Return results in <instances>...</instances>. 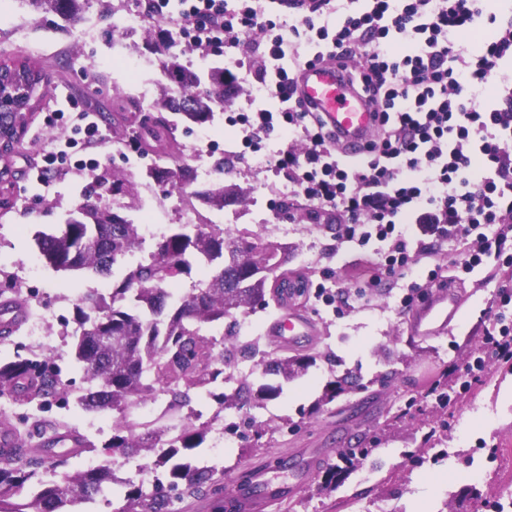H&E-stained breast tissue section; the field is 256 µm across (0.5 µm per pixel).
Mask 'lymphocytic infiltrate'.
Instances as JSON below:
<instances>
[{
	"mask_svg": "<svg viewBox=\"0 0 512 512\" xmlns=\"http://www.w3.org/2000/svg\"><path fill=\"white\" fill-rule=\"evenodd\" d=\"M147 11L175 19L183 37L209 47L238 49L264 35L255 75L272 105L225 121L242 126L246 150L277 129L305 142L299 153L280 149L271 167L287 173L293 194L345 215V242L380 243L385 260L375 263L369 286L405 278L419 264L427 248L414 243L413 224L459 243L465 273L512 249V83L495 79L512 61V19L485 16L484 0H364L359 9L310 0L288 24L254 0L232 10L226 0H149ZM484 19L495 24L493 35L477 53L460 50L454 33ZM357 55L364 64L347 71V81L376 107L378 124L353 157L335 145L321 113L301 102L295 73L327 56ZM44 122L71 133L44 151L31 181L47 185L54 167L100 166L94 113L69 97Z\"/></svg>",
	"mask_w": 512,
	"mask_h": 512,
	"instance_id": "lymphocytic-infiltrate-1",
	"label": "lymphocytic infiltrate"
}]
</instances>
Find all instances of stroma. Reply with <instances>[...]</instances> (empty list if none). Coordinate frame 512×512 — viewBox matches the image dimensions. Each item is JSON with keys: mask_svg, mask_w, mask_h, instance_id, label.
<instances>
[{"mask_svg": "<svg viewBox=\"0 0 512 512\" xmlns=\"http://www.w3.org/2000/svg\"><path fill=\"white\" fill-rule=\"evenodd\" d=\"M112 3L91 0L77 21L64 24L57 18L35 20L24 0H0V59L35 61L52 90L31 120L38 138H24L7 160L14 205L0 210V283L10 287H19L38 256L35 233L61 227L69 213L85 202L93 181L92 176L60 169L53 175L54 194L35 198L25 192L30 167L60 136L59 128L44 126L45 113L58 100L72 96L100 116V133L108 142L117 134L126 141L135 138L145 119L158 115L155 102L167 84L164 44L143 31L116 39ZM224 123V112L214 110L205 124L213 143L204 152H197L186 138L178 140L188 163H195L201 154L214 166L210 187L234 184L245 193L242 202L209 211L208 216L225 232L246 227L264 242L290 246L287 268L307 281V292L297 305L314 320L315 329L309 336L278 341L269 338L266 329L278 317L279 308L272 305L248 311L253 334L268 358L301 356L307 359L308 368L285 382L278 397L251 407L244 433L218 455L213 452V430L235 420L237 413L219 411L208 398H193L192 409L210 431L199 447L181 451L178 462L237 475L259 469L276 481L292 480L300 467L311 465L313 476L286 499L288 512H376L385 502L394 512H486L499 486L512 483V356L497 353L487 344L489 332L498 327L496 314H512V304L503 305L500 295L502 285L512 284V262L489 259L459 282L454 278L455 243L423 259L422 271L441 268L437 286L460 291L462 304L457 326L445 335L422 339L410 328L411 310L400 306L406 281L387 282L356 295L375 257L371 248L341 242L343 216L315 212L309 201L296 196L289 200L295 219L287 234L263 227V219L276 202L273 188L284 183L285 176L257 167L250 157L219 169L224 153L217 143L224 138ZM181 196V189L172 186L166 197L157 200L138 195L132 209L127 197L118 194L114 200L116 205L127 206L128 219L150 214L170 234L184 223ZM40 270V279L30 281L28 288L37 294V309L55 312L58 320L40 346H33L23 329L1 341L0 364L36 348L57 355L61 378L75 395L85 387L72 350L76 304L91 289L111 293L124 268L114 266L108 277L58 272L45 264ZM325 281L351 290L347 307L337 311L317 299L315 289ZM477 361L482 370L474 369ZM387 370L394 373L392 381L385 386L375 383V376ZM347 375L369 382L367 393H345L327 405H318L325 386ZM437 379L455 397L448 407H441L428 393ZM411 398L416 404L410 408L406 402ZM167 401L162 393L153 411L135 404L123 414L105 412L107 426L89 432L88 437L99 445L111 440L112 425L122 417L133 423L181 427L184 412H167ZM432 429L445 455L408 462L406 452L416 449L417 439ZM366 434L380 437L378 449L357 462L336 488L320 490V471L338 464L339 453L356 447L358 438ZM487 455L497 457L496 466L484 467ZM277 457L285 460V468L274 467ZM154 461L151 455L130 458L114 452L109 459L114 482L105 484L101 497L82 504V512H122L126 505L123 483L137 481V465H149L152 477L165 481L166 468L155 466Z\"/></svg>", "mask_w": 512, "mask_h": 512, "instance_id": "1", "label": "stroma"}]
</instances>
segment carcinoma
<instances>
[{
    "label": "carcinoma",
    "instance_id": "carcinoma-1",
    "mask_svg": "<svg viewBox=\"0 0 512 512\" xmlns=\"http://www.w3.org/2000/svg\"><path fill=\"white\" fill-rule=\"evenodd\" d=\"M38 17L53 14L66 22L81 16L90 0H23ZM165 76L170 91L164 94L161 107L176 112L187 125H200L212 116V105L224 103L228 85L224 83V68L209 70L207 87L200 89V73L184 66L173 57L166 66ZM141 148L162 155L169 166L154 170L158 183L168 182L187 187L196 182L195 169L182 157L173 136V128L164 122L149 128L140 136ZM131 182L127 175L106 171L96 178L89 193L99 190L112 194H127ZM81 219L65 224L54 233L40 232L35 241L39 255L53 269L65 272H93L107 275L114 265L138 247L135 225L131 220L107 206L86 202L79 208ZM276 251L281 261L273 265L268 260L271 245L263 243L248 230L235 237L224 234L215 224H200L195 234L175 233L157 240L151 261L128 270L105 297L96 290L88 291L76 305V324L73 339L75 356L81 364L89 387L75 398L77 405L89 411H122L130 404L144 402L156 389L170 396L168 408L181 410L191 403V394L206 391L221 405L238 409L252 400L268 399L281 392L274 378H294L305 370L308 362L300 357L280 360L265 359V351L258 342H243L239 338L235 314L241 308L246 293L236 288L241 279H249V290L266 301L269 279L287 276L288 247ZM210 267V272L186 296L175 297L170 291V280L191 269L192 262ZM131 299L127 307L120 305ZM231 319L220 343L200 333L198 324ZM260 358V376L264 383L254 386L246 378L238 381L229 394L212 392V387L228 380L226 367L241 360ZM36 383L35 392L43 408L59 399L68 403V391L59 370L51 358L38 354L0 365V397H9ZM367 389L359 378L344 377L326 389L323 401L331 402L348 391ZM43 426L34 421L18 431L28 444L36 446L19 449V459L0 461V512H71L69 507L103 491V484L111 479L110 467L102 463L95 470L74 475L62 471V483L45 485L31 501L18 498L32 482L40 469L50 464L55 468L67 464V456L54 453V448L69 441L75 447L73 454L96 452V445L86 436L57 423L55 437L44 439ZM205 425L190 422L168 440L170 451L159 456L155 465L164 466L178 454V449L197 448L205 439ZM167 434L165 429H154L143 434L134 432L126 420L116 424L112 441L104 445L102 455L110 456L119 449L128 457H136L156 448ZM376 450L369 443L358 450L348 449L340 454L343 465H334L324 474L323 485L336 487L353 468V458L366 459ZM168 487L176 489L183 484L188 497H204L213 484L222 478L208 468H193L175 463L169 470ZM129 508L124 512H172L163 485L148 488L140 483L130 484L126 493Z\"/></svg>",
    "mask_w": 512,
    "mask_h": 512
}]
</instances>
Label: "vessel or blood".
<instances>
[{"label": "vessel or blood", "mask_w": 512, "mask_h": 512, "mask_svg": "<svg viewBox=\"0 0 512 512\" xmlns=\"http://www.w3.org/2000/svg\"><path fill=\"white\" fill-rule=\"evenodd\" d=\"M296 82L303 102L323 112L328 123L344 135L347 143L362 147L372 139L375 114L365 99L343 82L335 62L325 60L303 67L296 75ZM459 309L460 301L455 294L435 290L414 313L413 328L422 337L444 333L456 321ZM313 331L312 321L296 312L279 316L268 328L269 335L278 339L288 335L308 336ZM251 483L255 494L248 505L255 510L288 494L287 486H271L260 472L252 474Z\"/></svg>", "instance_id": "b4317fda"}]
</instances>
